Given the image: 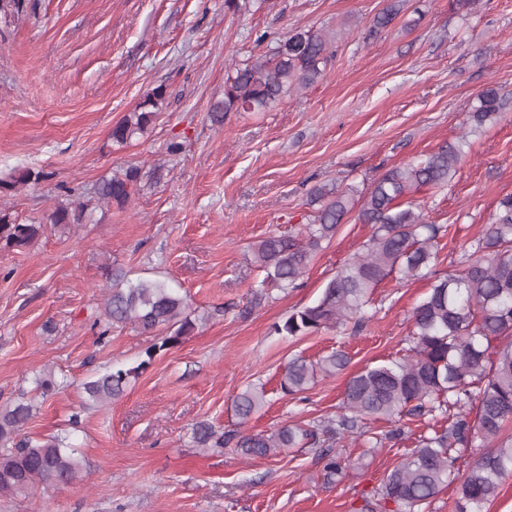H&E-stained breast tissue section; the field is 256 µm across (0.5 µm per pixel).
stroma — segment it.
I'll return each mask as SVG.
<instances>
[{
	"mask_svg": "<svg viewBox=\"0 0 512 512\" xmlns=\"http://www.w3.org/2000/svg\"><path fill=\"white\" fill-rule=\"evenodd\" d=\"M390 4L397 17L374 28ZM295 29L329 41L322 77L268 111L232 112L215 125L210 108L234 65ZM490 85L505 105L472 126ZM158 87L165 96L148 131L113 142V126ZM456 141L465 158L451 183L400 200L443 226L441 274L458 270L461 244L512 195V0H19L1 11L0 178L24 169L43 178L0 194V207L40 227L29 245L0 248V408L35 376L67 379L35 397L24 433L69 435L85 469L65 487L0 496V512H359L417 447L427 419L406 421L391 447L336 445L349 466L332 483L325 444L244 457L195 447L192 428L235 429L234 398L249 387L266 399L249 429L317 425L335 417L351 376L404 355L427 278L385 279L362 324L298 338L273 330L319 298L370 225L347 215L296 287L268 289L257 304L253 247L272 234L301 235L316 187L360 202L388 171ZM131 165L141 178L129 202L93 204L81 224H51L55 207L85 200ZM118 274L186 296L198 325L148 360L119 398L86 409L83 381L138 367L156 341L107 324ZM336 349L350 357L343 371L281 393L290 359Z\"/></svg>",
	"mask_w": 512,
	"mask_h": 512,
	"instance_id": "1",
	"label": "stroma"
}]
</instances>
